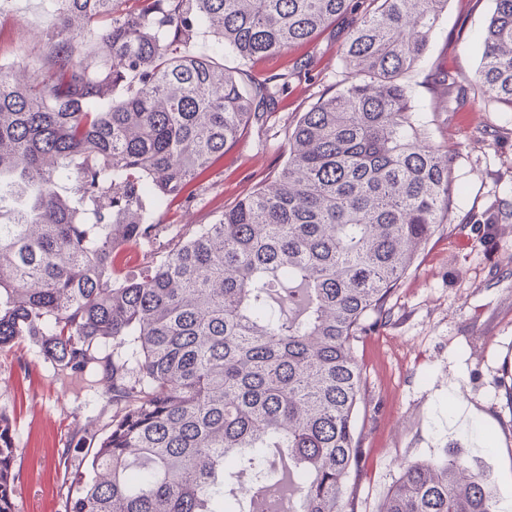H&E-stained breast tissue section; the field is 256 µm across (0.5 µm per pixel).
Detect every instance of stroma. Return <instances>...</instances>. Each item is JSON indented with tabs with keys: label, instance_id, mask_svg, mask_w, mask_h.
Returning <instances> with one entry per match:
<instances>
[{
	"label": "stroma",
	"instance_id": "obj_1",
	"mask_svg": "<svg viewBox=\"0 0 512 512\" xmlns=\"http://www.w3.org/2000/svg\"><path fill=\"white\" fill-rule=\"evenodd\" d=\"M495 0H448L425 61L409 73L412 103L429 138L454 159L449 221L429 239L389 300L391 317L356 344L365 382L358 412L359 471L348 492L354 512H380L404 464L455 457L483 474L501 512H512V112L476 90L436 108L432 68L471 77ZM352 14L313 44L250 63L254 77L289 73L267 119L251 123L190 198L160 210L170 233L210 224L260 188L288 157V136L320 97L344 81L342 47ZM56 0H0V58L38 60ZM306 71L293 73L297 60ZM0 413L13 421L15 512H64L81 467L75 449L102 435L112 394L93 373L56 374L40 349L21 341L0 350Z\"/></svg>",
	"mask_w": 512,
	"mask_h": 512
}]
</instances>
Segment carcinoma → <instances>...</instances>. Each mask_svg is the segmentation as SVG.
Masks as SVG:
<instances>
[{"instance_id": "cac0c4a2", "label": "carcinoma", "mask_w": 512, "mask_h": 512, "mask_svg": "<svg viewBox=\"0 0 512 512\" xmlns=\"http://www.w3.org/2000/svg\"><path fill=\"white\" fill-rule=\"evenodd\" d=\"M60 2L38 63L19 77L0 62V349L26 340L83 375L112 347V417L65 512H253L278 475L288 512H354V345L448 221L452 156L425 140L403 82L447 0H369L345 86L302 115L273 180L124 280L126 246L168 230L156 210L288 88L245 65L310 42L350 0ZM202 20L240 67L190 51ZM472 83L512 109V0H496ZM14 457L0 414V512ZM382 512L497 500L446 458L406 465Z\"/></svg>"}]
</instances>
